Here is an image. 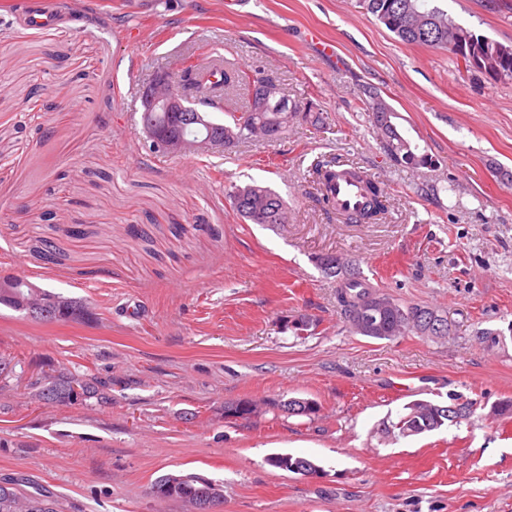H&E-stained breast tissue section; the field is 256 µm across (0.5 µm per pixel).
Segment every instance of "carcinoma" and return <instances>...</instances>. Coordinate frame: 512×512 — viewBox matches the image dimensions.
<instances>
[{"label":"carcinoma","mask_w":512,"mask_h":512,"mask_svg":"<svg viewBox=\"0 0 512 512\" xmlns=\"http://www.w3.org/2000/svg\"><path fill=\"white\" fill-rule=\"evenodd\" d=\"M363 9L373 15L401 42L407 45L444 47L454 55H459L467 69H476L494 80H512V46L504 45L487 36L458 24L448 18V14L430 0H360ZM173 86L182 89L195 106L224 111V97L237 91L251 96L252 91L265 87L277 90L276 101L268 104L266 111L251 112L250 120L243 121L234 113L230 119L212 117L205 133L217 139H224L220 146H233L256 135L269 142L281 140L288 124L302 117L314 127L324 126L321 114L317 112L286 111L278 109V102L288 100L283 93L279 78L271 70L241 69L224 67L221 77L224 93L216 94V87L209 85L210 74L198 64L183 62L176 65ZM366 107L371 111L374 126L381 132L382 146L389 158L403 167L424 166L431 163L425 154L419 155L412 149L398 131L393 119L397 113L378 93L369 95ZM142 124L158 130L170 131L186 137L200 133L192 123L177 121L167 112H144ZM336 160L323 159L315 163L313 175L319 190L320 201L327 209H332L330 197L324 194L333 177ZM370 191L368 208L348 220L360 224H373L387 209V196L378 183L367 179ZM236 213L250 224L270 226L288 223V206L275 190L259 185L235 186L227 192ZM316 265L327 276L337 281L336 297L341 311L352 329H357V311L369 300L393 306V309L376 308L374 318L379 326L376 331L360 332L373 339H394L399 336L416 334L431 339L447 336L452 328L448 317L436 308L422 304H402L381 290L372 286L361 275L359 269L343 263L334 254H324L317 258ZM0 305L14 311L26 312L31 317L45 322L83 320L88 310L80 303L60 294L33 287L26 279H19V286L9 292L0 290ZM112 381L97 378L82 379L65 369L50 375L39 386L36 395L40 401L71 404L77 398H109ZM450 403L441 404L429 400L415 401L406 405L403 414L384 427L387 437L397 440L433 432L449 425L448 408L461 406L465 420L471 414L472 402L458 395L449 397ZM153 493L161 499H179L191 504L223 502L222 486L202 478L181 475H165L155 481ZM0 512H57L56 500L45 490L26 492L17 480L0 481Z\"/></svg>","instance_id":"1"}]
</instances>
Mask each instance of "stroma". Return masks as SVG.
<instances>
[{"label": "stroma", "instance_id": "obj_1", "mask_svg": "<svg viewBox=\"0 0 512 512\" xmlns=\"http://www.w3.org/2000/svg\"><path fill=\"white\" fill-rule=\"evenodd\" d=\"M42 2L62 23L29 25L0 0V274L81 300L92 317L44 322L0 306V356L13 365L0 382V479L50 491L58 512H194L152 494L168 473L222 485L220 512H512V415L496 413L512 400V80L401 43L358 0ZM441 5L512 45V0ZM197 49L274 71L325 129L297 121L275 144L151 153L142 92ZM369 87L431 166L386 155ZM328 157L384 187L380 220L317 204L312 168ZM251 182L283 196L287 224L239 218L225 191ZM323 253L441 310L450 336L354 333L335 278L314 263ZM304 316L315 328L300 337ZM61 367L111 380V401H34ZM452 393L473 401L467 421L383 438L406 404ZM288 398L320 409L284 414ZM238 399L257 413L225 418ZM275 454L314 459L323 475L271 467Z\"/></svg>", "mask_w": 512, "mask_h": 512}]
</instances>
